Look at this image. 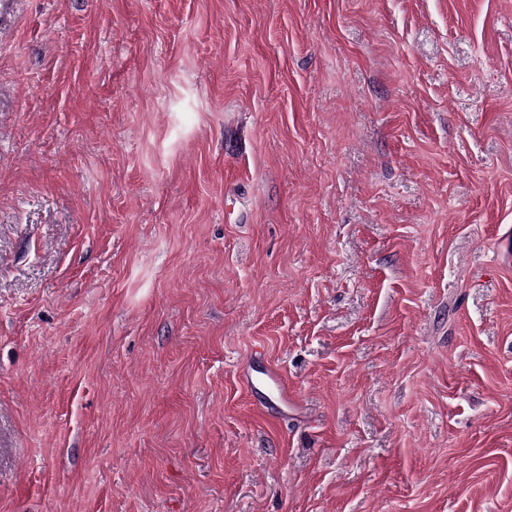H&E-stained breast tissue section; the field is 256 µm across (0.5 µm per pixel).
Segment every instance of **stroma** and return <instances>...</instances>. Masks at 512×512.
I'll return each mask as SVG.
<instances>
[{"mask_svg":"<svg viewBox=\"0 0 512 512\" xmlns=\"http://www.w3.org/2000/svg\"><path fill=\"white\" fill-rule=\"evenodd\" d=\"M507 225L512 0H19L0 512H512ZM264 354L255 350L244 365L241 383L253 402L261 411L288 410L296 398V393L288 383V378L271 364H264Z\"/></svg>","mask_w":512,"mask_h":512,"instance_id":"stroma-1","label":"stroma"}]
</instances>
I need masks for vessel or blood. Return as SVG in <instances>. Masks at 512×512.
<instances>
[{
    "label": "vessel or blood",
    "instance_id": "obj_1",
    "mask_svg": "<svg viewBox=\"0 0 512 512\" xmlns=\"http://www.w3.org/2000/svg\"><path fill=\"white\" fill-rule=\"evenodd\" d=\"M241 383L254 406L263 411H284L296 397L287 377L278 368L265 363L264 354L259 350L254 351L245 364Z\"/></svg>",
    "mask_w": 512,
    "mask_h": 512
}]
</instances>
